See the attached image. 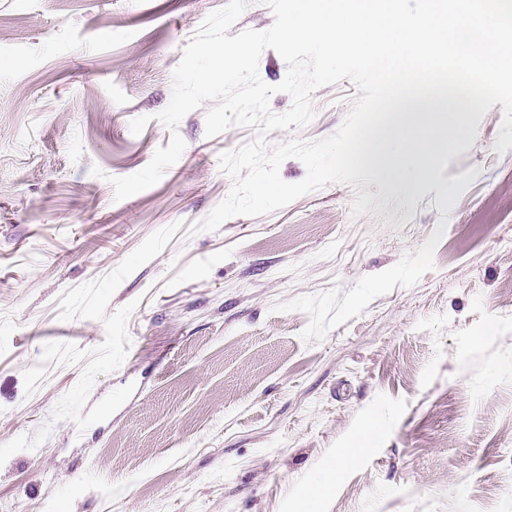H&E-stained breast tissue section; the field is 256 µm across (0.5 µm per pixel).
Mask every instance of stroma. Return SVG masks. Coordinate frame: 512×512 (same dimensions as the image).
<instances>
[{
  "label": "stroma",
  "instance_id": "1",
  "mask_svg": "<svg viewBox=\"0 0 512 512\" xmlns=\"http://www.w3.org/2000/svg\"><path fill=\"white\" fill-rule=\"evenodd\" d=\"M228 0H0V444L50 426L0 466L8 512H512V148L494 105L435 177L333 183L215 232L176 233L109 308L138 301L128 354L89 403L136 383L107 421H53L81 366L25 369L52 342L90 351L101 321L60 320V294L153 232L204 219L231 188L206 107L180 160L114 201L169 131L172 71ZM349 80L317 90L305 127L345 120ZM151 121L140 134L130 122ZM371 195L352 217L356 193ZM373 452L316 483L369 422Z\"/></svg>",
  "mask_w": 512,
  "mask_h": 512
}]
</instances>
